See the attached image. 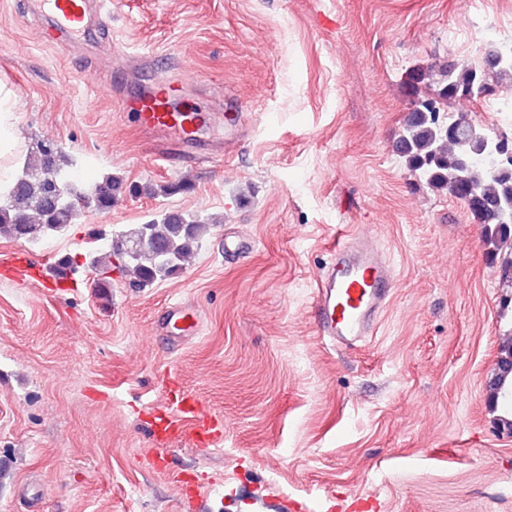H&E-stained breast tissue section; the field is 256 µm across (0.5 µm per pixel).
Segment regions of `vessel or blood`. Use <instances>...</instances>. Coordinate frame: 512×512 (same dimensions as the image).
Returning a JSON list of instances; mask_svg holds the SVG:
<instances>
[{"label": "vessel or blood", "instance_id": "vessel-or-blood-1", "mask_svg": "<svg viewBox=\"0 0 512 512\" xmlns=\"http://www.w3.org/2000/svg\"><path fill=\"white\" fill-rule=\"evenodd\" d=\"M56 28L72 38L86 36L92 24V0H39ZM182 98L174 82L157 75L152 79L148 96L129 103L136 125L145 131L177 135L186 146L203 145L202 132L207 127L224 124L235 126L236 113L224 116L184 111ZM5 273L26 282L33 278L31 261L24 251L15 252L4 266ZM395 286L390 265L373 248L368 238L359 237L336 249L334 262L323 269L316 280L313 318L318 333L331 346L343 349L359 347L372 334L386 310ZM169 332L195 335L199 328L194 310L174 305L167 317ZM164 402L151 423V437L156 450L151 457L154 469L168 468L167 448L183 439L197 448H211L221 440L213 414L204 403L187 392L180 381L166 378Z\"/></svg>", "mask_w": 512, "mask_h": 512}]
</instances>
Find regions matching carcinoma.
<instances>
[{
	"mask_svg": "<svg viewBox=\"0 0 512 512\" xmlns=\"http://www.w3.org/2000/svg\"><path fill=\"white\" fill-rule=\"evenodd\" d=\"M496 76L512 85V43L490 50L484 64L430 65L408 71L412 112L396 142V150L409 169L419 173L433 191L449 195L468 193L469 209L485 216L488 244L512 255V221L502 222L498 205L512 202V140L492 137L467 120L446 121L454 100L479 96V88L491 92L489 79ZM453 132H448V128ZM66 162L58 147L42 143L30 153L11 188L0 194V238L37 243L52 232L75 223L85 212L112 209L119 179L106 176L101 184L111 193L81 190L68 180ZM214 221L169 210L143 224H131L115 233L100 254L90 258L97 271L95 287L105 295L112 287L111 272L118 271L133 285L143 288L165 280L183 269V263L210 232ZM496 377L490 385L493 406H502L503 427L512 432V335L499 348Z\"/></svg>",
	"mask_w": 512,
	"mask_h": 512,
	"instance_id": "carcinoma-1",
	"label": "carcinoma"
}]
</instances>
